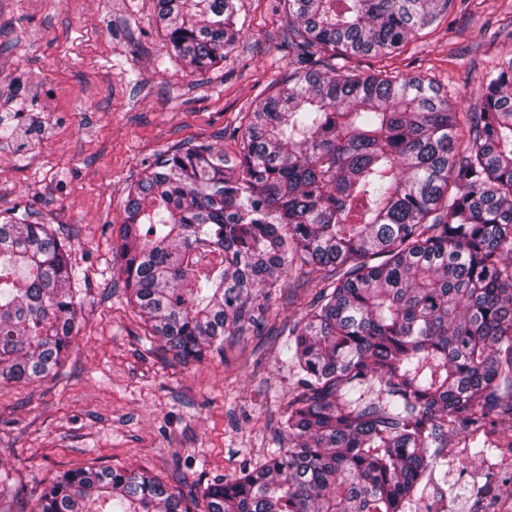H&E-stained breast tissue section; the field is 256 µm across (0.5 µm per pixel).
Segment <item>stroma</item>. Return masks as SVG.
<instances>
[{
    "instance_id": "obj_1",
    "label": "stroma",
    "mask_w": 512,
    "mask_h": 512,
    "mask_svg": "<svg viewBox=\"0 0 512 512\" xmlns=\"http://www.w3.org/2000/svg\"><path fill=\"white\" fill-rule=\"evenodd\" d=\"M239 38L195 72L174 56L157 0H0V218L27 215L82 271L77 328L58 376L0 386V512H30L57 473L144 469L193 496L287 444L297 377L280 326L318 291L295 270L274 326L201 363L145 346L121 273L130 184L157 154L200 143L237 157L239 112L288 74L286 20L235 0ZM512 54V0H467L388 62L427 72L454 109Z\"/></svg>"
}]
</instances>
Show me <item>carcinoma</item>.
I'll list each match as a JSON object with an SVG mask.
<instances>
[{
    "label": "carcinoma",
    "mask_w": 512,
    "mask_h": 512,
    "mask_svg": "<svg viewBox=\"0 0 512 512\" xmlns=\"http://www.w3.org/2000/svg\"><path fill=\"white\" fill-rule=\"evenodd\" d=\"M454 2L283 0L295 68L243 113L239 158L176 149L128 191L124 287L145 341L184 361L263 327L287 271L319 284L288 325V447L202 512H408L426 473L448 481V437L512 415V55L470 112L426 76L314 68L317 51L394 54ZM157 18L199 72L239 35L232 0H158ZM76 277L46 225L0 223V385L60 367ZM34 512L190 510L148 471L104 467L57 475Z\"/></svg>",
    "instance_id": "obj_1"
}]
</instances>
